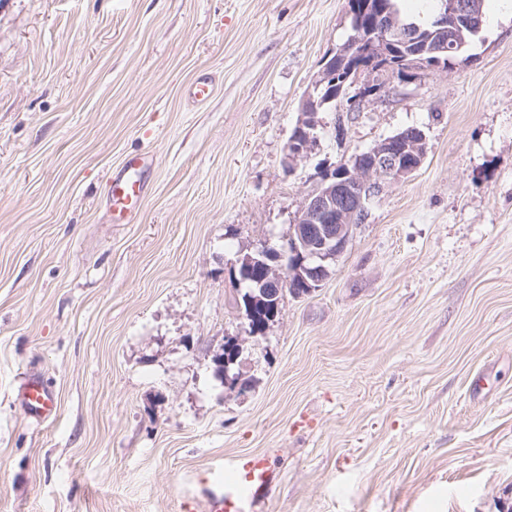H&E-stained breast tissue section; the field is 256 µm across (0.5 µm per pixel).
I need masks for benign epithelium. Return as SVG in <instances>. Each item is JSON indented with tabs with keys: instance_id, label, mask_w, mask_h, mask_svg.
I'll use <instances>...</instances> for the list:
<instances>
[{
	"instance_id": "benign-epithelium-1",
	"label": "benign epithelium",
	"mask_w": 512,
	"mask_h": 512,
	"mask_svg": "<svg viewBox=\"0 0 512 512\" xmlns=\"http://www.w3.org/2000/svg\"><path fill=\"white\" fill-rule=\"evenodd\" d=\"M384 19L376 35L368 42L357 39L346 48L332 51L325 57L322 68L312 86L319 89L332 78L341 77L347 88L357 91L346 97L349 112H356L372 97L396 90L394 80L398 73L426 65L416 62L410 68L397 67L382 62L389 50L402 46L417 31H404L394 20L395 7L390 5L382 13ZM473 29L482 25V14L468 0H454L452 6L436 18L435 27L441 33L454 31L458 22ZM320 111L319 102L307 93L300 102L302 119L288 142V158L297 162L309 157L316 142L315 115ZM427 142L423 130L417 128L390 136L355 155L336 170L327 169L320 180L306 195L288 243L293 246L297 259L285 265L284 253L263 246L254 254L239 259L242 274L257 270L260 300L273 308L271 319L282 312L281 289L290 288L297 296L312 293L328 275L329 266L345 251L355 230L364 224L370 206L385 189L408 179L416 172L426 157ZM242 338L236 335L224 337L226 353L215 356L217 370L240 352Z\"/></svg>"
}]
</instances>
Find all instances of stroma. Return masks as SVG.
Returning a JSON list of instances; mask_svg holds the SVG:
<instances>
[{"label":"stroma","instance_id":"obj_1","mask_svg":"<svg viewBox=\"0 0 512 512\" xmlns=\"http://www.w3.org/2000/svg\"><path fill=\"white\" fill-rule=\"evenodd\" d=\"M484 12L452 67L318 112L292 164L348 0H0V512H204L243 452L276 473L259 512L512 500V0ZM412 126L421 168L246 334L239 258L287 245L319 171ZM140 151L149 193L111 223L108 174ZM234 333L244 394L214 363ZM26 376L47 422L15 399ZM216 78L206 72L194 77L185 88L187 98L196 105L206 104L214 95ZM321 106L312 93H307L300 102L302 119L288 142V158L291 162L307 159L316 142L314 120ZM16 399L24 413L36 420L52 418L57 409L54 397L43 382L36 377H25L17 386Z\"/></svg>","mask_w":512,"mask_h":512}]
</instances>
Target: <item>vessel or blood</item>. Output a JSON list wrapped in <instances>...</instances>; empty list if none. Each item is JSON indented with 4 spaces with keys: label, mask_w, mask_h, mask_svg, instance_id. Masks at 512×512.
<instances>
[{
    "label": "vessel or blood",
    "mask_w": 512,
    "mask_h": 512,
    "mask_svg": "<svg viewBox=\"0 0 512 512\" xmlns=\"http://www.w3.org/2000/svg\"><path fill=\"white\" fill-rule=\"evenodd\" d=\"M216 78L211 73L194 77L185 88L196 105L214 95ZM151 162L144 156L127 157L106 181V205L112 223H132L140 212L149 184ZM16 399L24 413L37 421L52 418L57 409L54 397L36 377H25L17 387ZM273 481L269 458L263 453H243L211 472L205 480L206 512H258Z\"/></svg>",
    "instance_id": "vessel-or-blood-1"
}]
</instances>
